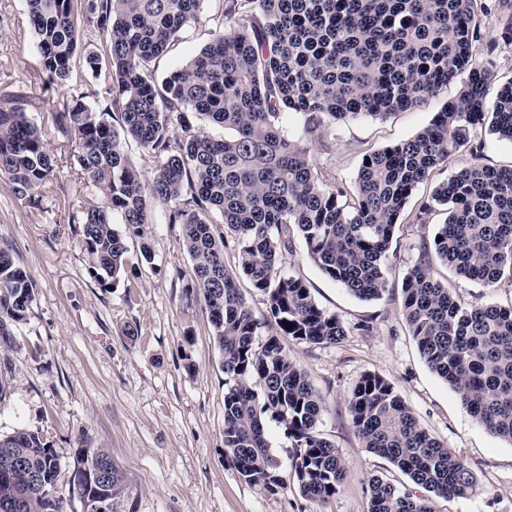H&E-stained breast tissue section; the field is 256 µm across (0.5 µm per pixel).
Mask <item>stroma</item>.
Wrapping results in <instances>:
<instances>
[{"instance_id": "35a3bbf8", "label": "stroma", "mask_w": 512, "mask_h": 512, "mask_svg": "<svg viewBox=\"0 0 512 512\" xmlns=\"http://www.w3.org/2000/svg\"><path fill=\"white\" fill-rule=\"evenodd\" d=\"M510 14L512 0H502L483 20L500 84L512 80V39L501 25ZM458 89L453 82L419 108L340 122L313 135L300 112L284 111L280 126L308 147L316 169L348 183L364 154L414 136ZM7 94L22 95L59 166L33 203L15 198L0 177V247L35 282L26 321L0 346V382L7 388L0 399L1 435L42 431L66 459L77 448L107 450L125 474L135 512H367L372 476L404 479L363 448L350 421L348 399L371 372L390 380L420 424L463 456L476 475L469 497L437 499V512H512V444L479 425L428 369L400 310L403 276L447 218L436 210L419 224L415 214L438 183L469 163L468 153L452 156L410 198L393 231L388 289L379 299L359 300L326 277L307 259L302 243L282 257L283 269L302 278L347 331L334 343H285L324 400L321 434L348 467L341 491L315 504L291 487L261 494L225 462L222 358L203 299L185 298L193 264L180 245V225L166 221L165 205L154 206L153 264L107 291L90 278L81 238L68 218L73 206L97 190L74 169L68 142L49 121L61 92L40 71L25 0H0V97ZM435 272L462 300L512 305L510 283L462 279L440 264ZM131 326L137 337L127 336Z\"/></svg>"}]
</instances>
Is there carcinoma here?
<instances>
[{"instance_id":"obj_1","label":"carcinoma","mask_w":512,"mask_h":512,"mask_svg":"<svg viewBox=\"0 0 512 512\" xmlns=\"http://www.w3.org/2000/svg\"><path fill=\"white\" fill-rule=\"evenodd\" d=\"M204 0H26L40 65L49 84L66 87L80 65L104 77L105 97L91 105L71 93L50 112L72 143L78 171L103 200H86L69 223L81 237L92 278L113 288L137 266L126 239L154 260L153 204L181 225V247L194 270L224 371V459L247 485L277 494L296 485L325 502L341 489L347 467L319 432L321 395L288 355L298 344L336 342L346 330L321 308L300 278L282 273L280 257L303 241L307 258L361 300L388 287L393 228L409 198L455 152L473 161L439 183L416 212L444 208L448 217L401 281V313L427 367L447 382L485 429L512 443V305L466 304L435 278L433 260L456 276L486 285L512 283V168L479 162L477 127L512 141V80L487 101L493 73L478 53L479 16L488 0H219L209 41L164 76L159 61L199 22ZM84 19L97 34L79 52ZM454 97L413 137L365 154L351 184L313 165L307 147L284 135L285 110L307 115L311 131L338 121L383 118L422 106L458 77ZM0 103V177L32 200L58 167L24 99ZM193 113L233 131L217 140L194 129ZM132 140L154 159L144 175L128 159ZM121 224L120 232L114 225ZM238 273L224 263L225 237ZM245 276L266 306L276 333L259 345L258 324L237 286ZM30 274L0 247V336L27 320ZM351 424L368 452L387 460L420 489L375 476L368 512H436L438 498L466 497L476 487L468 464L421 427L394 384L366 373L349 400ZM292 440L290 478L270 452L265 418ZM112 457L78 448L69 490L81 512H134L125 476ZM64 462L41 432L0 435V503L21 495L22 512H66L57 496ZM41 482L30 484V471Z\"/></svg>"}]
</instances>
